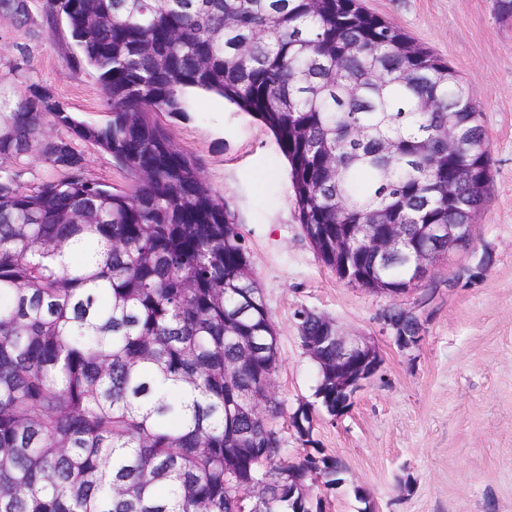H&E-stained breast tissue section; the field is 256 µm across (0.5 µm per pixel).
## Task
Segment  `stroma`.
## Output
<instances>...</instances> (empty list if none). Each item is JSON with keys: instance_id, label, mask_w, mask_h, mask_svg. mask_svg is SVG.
Here are the masks:
<instances>
[{"instance_id": "1", "label": "stroma", "mask_w": 512, "mask_h": 512, "mask_svg": "<svg viewBox=\"0 0 512 512\" xmlns=\"http://www.w3.org/2000/svg\"><path fill=\"white\" fill-rule=\"evenodd\" d=\"M448 63L482 111L492 182L475 241L424 281V337L399 349L377 317L391 298L339 280L305 236L288 160L273 133L223 98L192 91L186 113L160 121L196 157L229 219L244 235L272 316L279 352L275 392L287 413L313 401L315 367L301 347L296 311L335 321L375 342L379 374L337 422L317 418L321 448L347 468L327 494L328 512H360L366 487L377 512H512V18L495 0H362ZM66 31L0 27V84L51 91L80 120L108 119L95 73H74ZM26 56H19L18 47ZM85 174L113 188L129 181L110 154L78 142ZM470 276L451 280L460 269Z\"/></svg>"}]
</instances>
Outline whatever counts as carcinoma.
<instances>
[{"mask_svg": "<svg viewBox=\"0 0 512 512\" xmlns=\"http://www.w3.org/2000/svg\"><path fill=\"white\" fill-rule=\"evenodd\" d=\"M0 23L34 24L30 0H0ZM62 23L66 62L97 73L109 120L0 85V163L36 143L64 173L31 188L0 174V512H322L288 491V471L311 484L317 456L325 490L343 481L312 427L336 409L334 332L298 312L317 381L288 459L272 425L285 414L276 330L245 238L158 115H184L192 89L258 117L323 263L398 294L431 274L415 260L424 225L473 224L488 195L470 87L427 48L402 50L412 39L360 0H42L40 27ZM78 140L110 153L129 188L86 178ZM380 211L404 225L401 255L336 253ZM390 318L421 335L403 307ZM250 483L262 495L245 500L235 486Z\"/></svg>", "mask_w": 512, "mask_h": 512, "instance_id": "obj_1", "label": "carcinoma"}]
</instances>
